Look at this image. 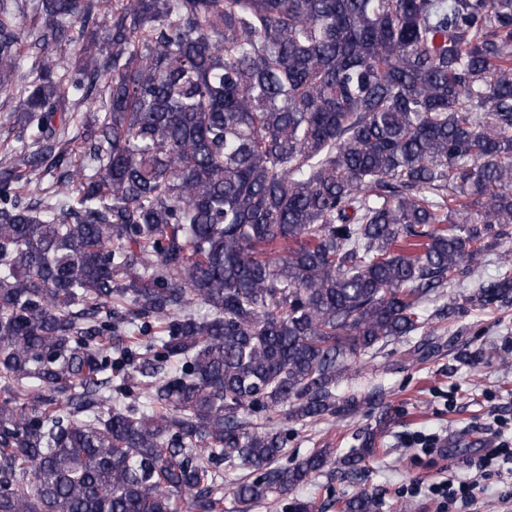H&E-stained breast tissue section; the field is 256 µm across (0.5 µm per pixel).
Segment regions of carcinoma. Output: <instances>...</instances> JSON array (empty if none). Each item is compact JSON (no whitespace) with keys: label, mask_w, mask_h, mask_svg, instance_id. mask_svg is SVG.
Segmentation results:
<instances>
[{"label":"carcinoma","mask_w":512,"mask_h":512,"mask_svg":"<svg viewBox=\"0 0 512 512\" xmlns=\"http://www.w3.org/2000/svg\"><path fill=\"white\" fill-rule=\"evenodd\" d=\"M107 2L0 0V512L247 509L331 462L278 418L376 404L356 361L508 236L512 0Z\"/></svg>","instance_id":"obj_1"}]
</instances>
